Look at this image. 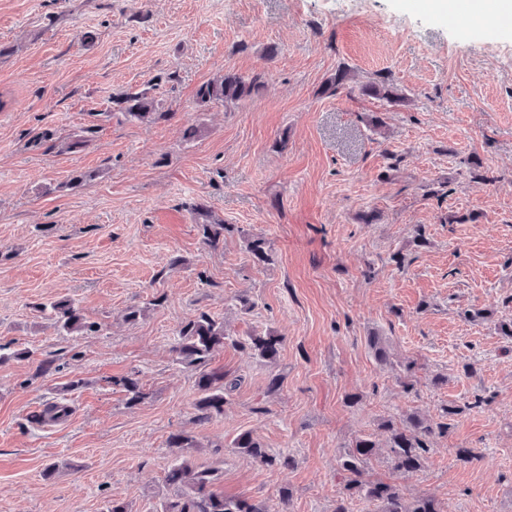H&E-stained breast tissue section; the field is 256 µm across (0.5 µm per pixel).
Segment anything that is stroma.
Wrapping results in <instances>:
<instances>
[{
    "label": "stroma",
    "mask_w": 512,
    "mask_h": 512,
    "mask_svg": "<svg viewBox=\"0 0 512 512\" xmlns=\"http://www.w3.org/2000/svg\"><path fill=\"white\" fill-rule=\"evenodd\" d=\"M0 47V344L32 353L0 365V512H103L114 499L158 512L178 431L198 464L220 468L225 496L279 512L286 485L289 512H333L345 446L385 441L381 419L435 421L451 403L466 410L422 470L396 473L380 456L369 477L443 512H512V342L498 331L512 319V17L474 19L464 0L442 12L429 0H0ZM344 66L404 101L323 94ZM259 71V96L197 105L203 82ZM146 88L168 119L114 111V95ZM190 121L204 131L188 141ZM86 128L77 153L32 145ZM195 202L238 227L223 249L203 243ZM251 235L271 264L253 262ZM60 297L98 331L66 335L35 311ZM130 306L145 310L137 322L122 318ZM201 312L233 337L214 366L242 379L202 424L195 375L170 352ZM269 331L283 338L276 363L239 349ZM373 333L414 362L415 391L375 362ZM50 354L59 369L37 376ZM133 372L147 397L130 406L114 380ZM354 392L363 399L347 406ZM477 394L486 405L469 408ZM53 402L67 418L38 423ZM240 431L293 468L232 452ZM462 448L478 459L458 461Z\"/></svg>",
    "instance_id": "35a3bbf8"
}]
</instances>
